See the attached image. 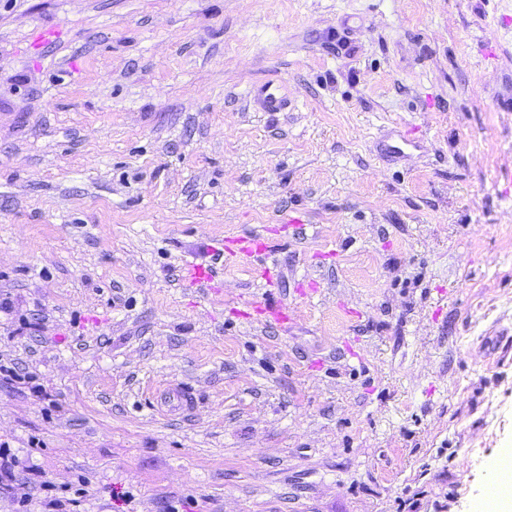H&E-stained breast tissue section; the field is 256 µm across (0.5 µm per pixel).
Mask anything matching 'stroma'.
<instances>
[{
	"mask_svg": "<svg viewBox=\"0 0 512 512\" xmlns=\"http://www.w3.org/2000/svg\"><path fill=\"white\" fill-rule=\"evenodd\" d=\"M262 227L295 320L259 330L213 252ZM0 301V512H475L512 450V0H0ZM251 100L261 112H284L288 109V94L281 80H267L251 90ZM181 281L199 299L215 301L220 295L218 271L210 262L183 259ZM160 407L170 412H189L195 403L192 392L186 389H166L159 396ZM176 401V402H174Z\"/></svg>",
	"mask_w": 512,
	"mask_h": 512,
	"instance_id": "1",
	"label": "stroma"
}]
</instances>
